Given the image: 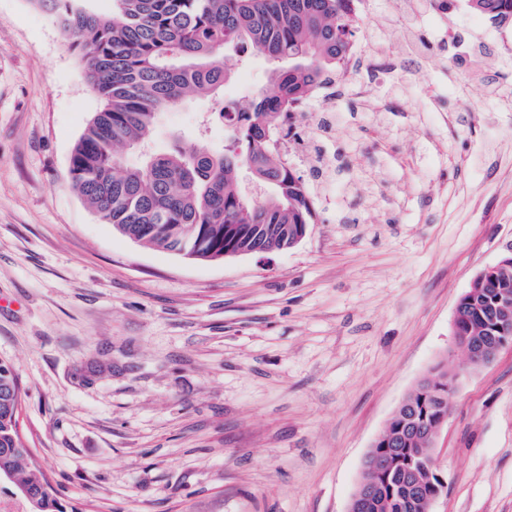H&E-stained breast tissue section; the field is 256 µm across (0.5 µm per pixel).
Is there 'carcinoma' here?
Listing matches in <instances>:
<instances>
[{
    "label": "carcinoma",
    "mask_w": 512,
    "mask_h": 512,
    "mask_svg": "<svg viewBox=\"0 0 512 512\" xmlns=\"http://www.w3.org/2000/svg\"><path fill=\"white\" fill-rule=\"evenodd\" d=\"M44 10L81 56L102 107L84 129L69 165L73 187L100 221L124 236L157 250L192 253L215 260L231 247L243 254L290 248L295 232L312 220L302 175L288 167L269 134L283 120L282 105L311 93L336 73L359 27L352 0H112L99 13L89 0H29ZM472 11L492 18L512 16V0H468ZM260 54L278 63L274 89L260 93L249 111L224 102L228 72L224 57ZM193 98L217 103L204 113L202 126L232 123L235 147L188 151L175 147L156 152L151 144L161 115ZM137 154L123 162V152ZM265 177L261 200L243 194L239 165ZM495 289L483 288L460 300V331L499 335L492 322ZM13 389L10 410L0 407V475L15 496L26 491L30 512H77L60 500L18 431L22 389L13 365L0 361V385ZM434 395L416 387L408 394L409 412H399L377 449L392 452L403 439L404 451L393 455L387 476L365 478L378 483L377 501L360 512H423L411 502L403 468L417 464L412 449L421 439L405 438L415 418L431 426L448 416V370L428 381ZM424 474L425 492L440 493L439 468Z\"/></svg>",
    "instance_id": "cac0c4a2"
}]
</instances>
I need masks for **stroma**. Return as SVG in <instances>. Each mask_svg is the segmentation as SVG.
<instances>
[{"label": "stroma", "mask_w": 512, "mask_h": 512, "mask_svg": "<svg viewBox=\"0 0 512 512\" xmlns=\"http://www.w3.org/2000/svg\"><path fill=\"white\" fill-rule=\"evenodd\" d=\"M383 76L395 112L336 108L323 164L289 154L313 222L292 248L201 261L101 223L70 182L102 103L78 52L30 0H0V359L19 431L80 512H346L399 403L458 361L453 313L512 249V55L497 23L433 9L409 44L393 8ZM250 57L224 85L271 86ZM500 90L491 99L485 80ZM192 102L162 118L194 130ZM435 456L433 512H512V346L465 375Z\"/></svg>", "instance_id": "35a3bbf8"}]
</instances>
